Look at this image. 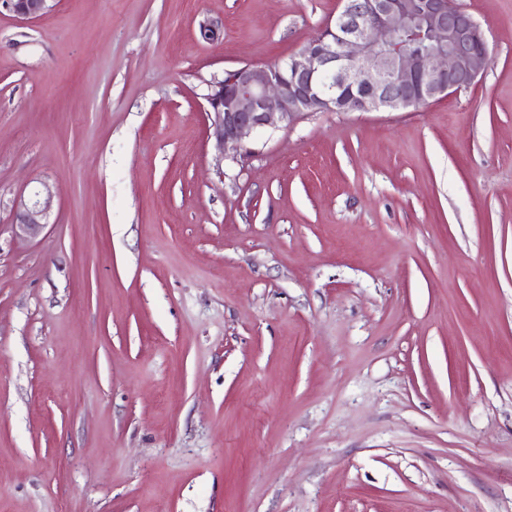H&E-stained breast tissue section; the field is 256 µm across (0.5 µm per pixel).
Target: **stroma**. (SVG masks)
Here are the masks:
<instances>
[{"label":"stroma","instance_id":"1","mask_svg":"<svg viewBox=\"0 0 512 512\" xmlns=\"http://www.w3.org/2000/svg\"><path fill=\"white\" fill-rule=\"evenodd\" d=\"M456 3L474 85L224 160L342 0L0 8V512H512V0ZM50 0H1L0 7L6 8L22 20L34 21L42 18L48 10ZM55 193L48 188L45 194L37 191L33 197L20 196L14 207L12 228L15 235L23 239H35L44 230L43 218L52 209Z\"/></svg>","mask_w":512,"mask_h":512}]
</instances>
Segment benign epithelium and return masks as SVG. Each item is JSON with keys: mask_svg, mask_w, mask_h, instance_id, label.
<instances>
[{"mask_svg": "<svg viewBox=\"0 0 512 512\" xmlns=\"http://www.w3.org/2000/svg\"><path fill=\"white\" fill-rule=\"evenodd\" d=\"M49 0H0L34 21ZM489 63L482 29L454 0H344L334 26L283 64H245L207 95L218 157L235 158L251 134L311 112L398 111L475 83ZM55 193L20 197L12 228L23 239L44 230Z\"/></svg>", "mask_w": 512, "mask_h": 512, "instance_id": "7a95c632", "label": "benign epithelium"}]
</instances>
